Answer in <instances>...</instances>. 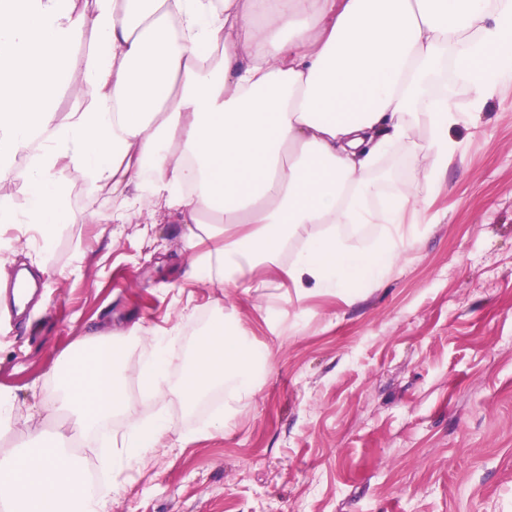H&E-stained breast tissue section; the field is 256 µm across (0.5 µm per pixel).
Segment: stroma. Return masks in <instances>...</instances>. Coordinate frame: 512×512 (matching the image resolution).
<instances>
[{
    "mask_svg": "<svg viewBox=\"0 0 512 512\" xmlns=\"http://www.w3.org/2000/svg\"><path fill=\"white\" fill-rule=\"evenodd\" d=\"M502 88L479 128L456 130L464 150L440 187L424 181L425 161L385 159L380 193L416 187L424 221L406 225L381 278L340 292L300 293L273 272L263 297L181 290L190 254L181 225L161 218L110 239L67 223L46 248L1 228L10 269L49 273L24 313L0 307V390L20 414L40 413L62 354L92 327L136 326L142 338L175 328L167 376L178 384L217 299L225 324L268 355L258 392L210 436L205 405L138 403L189 442L114 467L109 512H512V81ZM125 429L118 414L78 436L81 466L102 474L104 438Z\"/></svg>",
    "mask_w": 512,
    "mask_h": 512,
    "instance_id": "1",
    "label": "stroma"
}]
</instances>
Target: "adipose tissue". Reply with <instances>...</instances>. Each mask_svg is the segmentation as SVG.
Wrapping results in <instances>:
<instances>
[{"label":"adipose tissue","instance_id":"adipose-tissue-1","mask_svg":"<svg viewBox=\"0 0 512 512\" xmlns=\"http://www.w3.org/2000/svg\"><path fill=\"white\" fill-rule=\"evenodd\" d=\"M86 53H77L83 40ZM452 72L473 109L459 111L432 83ZM512 77V0H0V224H24L51 243L78 173L112 208L83 223L141 220L153 206L185 227L191 280L213 288L277 269L294 287L341 288L381 277L405 247V218L425 207L408 189L369 205L382 159L400 149L446 175L504 76ZM71 90L76 104L59 115ZM22 184L15 209L7 194ZM383 226L385 246L358 252L319 224ZM307 245L288 265V239ZM171 336L144 345L146 394L191 406L218 387L236 399L258 389L264 356L216 313L177 387L166 382ZM124 354L93 331L62 357L47 411L84 432L127 418L118 457L141 464L165 444L186 445L167 418L141 419L120 385ZM25 451L0 454V512H105L115 485L89 491L68 441L35 431Z\"/></svg>","mask_w":512,"mask_h":512}]
</instances>
